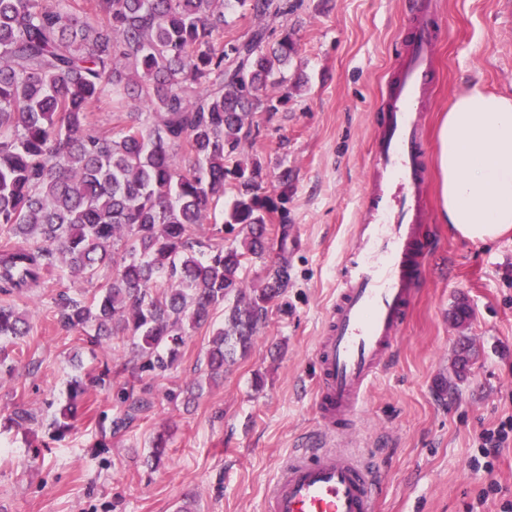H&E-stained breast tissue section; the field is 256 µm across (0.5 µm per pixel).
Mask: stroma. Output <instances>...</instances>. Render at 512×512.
<instances>
[{"instance_id": "1", "label": "stroma", "mask_w": 512, "mask_h": 512, "mask_svg": "<svg viewBox=\"0 0 512 512\" xmlns=\"http://www.w3.org/2000/svg\"><path fill=\"white\" fill-rule=\"evenodd\" d=\"M419 14L443 25L422 103L427 165L436 125L473 83L512 97V0H300L269 27L288 30L296 55L288 103L257 113L240 159L259 161L267 195L287 194L286 240H272L243 272L260 287L266 266L287 263L290 286L269 309L254 347L223 379L209 381L208 342L224 323L188 332L181 356L151 380L153 409L112 435L118 387L133 383L130 348L91 349L58 321L57 295L91 298L107 271L87 278L56 263L41 288L0 296L28 312V336L8 343L0 372V512H263V498L298 443L319 435L315 345L336 298L337 268L354 243L370 187V149L383 119V92L404 62ZM287 182H280V174ZM421 232L432 243L395 362L364 413L335 448H358L381 470L377 512H503L512 502V438L484 455L479 435L512 420V235L471 242L439 219V175L431 173ZM465 302L469 316L455 323ZM112 366L111 386L89 387L86 406L63 437L52 422L69 380ZM201 383L191 404L168 392ZM36 420L5 426L15 406ZM107 420H100V413ZM166 457L151 458L157 434Z\"/></svg>"}]
</instances>
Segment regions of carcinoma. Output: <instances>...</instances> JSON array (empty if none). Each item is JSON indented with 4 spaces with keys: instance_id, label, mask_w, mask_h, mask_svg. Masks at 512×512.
<instances>
[{
    "instance_id": "obj_1",
    "label": "carcinoma",
    "mask_w": 512,
    "mask_h": 512,
    "mask_svg": "<svg viewBox=\"0 0 512 512\" xmlns=\"http://www.w3.org/2000/svg\"><path fill=\"white\" fill-rule=\"evenodd\" d=\"M257 18L288 15V0H236ZM226 0H0V293L41 287L56 258L76 275L110 277L85 302L59 294V321L99 346L133 340L139 370L172 368L186 329L224 307L206 351L215 381L255 343L269 305L288 288V263L244 288L285 214L287 194L262 191V165L238 160L258 112L288 103L282 69L295 43L265 27L224 39ZM141 108L129 110V102ZM124 115L116 132L95 107ZM236 194L214 235L241 226L239 246L196 253L193 240ZM28 315L0 305V338L29 333ZM87 387L71 382L56 430L72 427ZM112 431L153 401L122 387Z\"/></svg>"
}]
</instances>
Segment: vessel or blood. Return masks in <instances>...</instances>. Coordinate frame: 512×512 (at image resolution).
<instances>
[{"label":"vessel or blood","instance_id":"obj_1","mask_svg":"<svg viewBox=\"0 0 512 512\" xmlns=\"http://www.w3.org/2000/svg\"><path fill=\"white\" fill-rule=\"evenodd\" d=\"M439 30L434 17L414 24L373 144L374 179L361 204L356 242L339 264V289L316 348L314 403L330 434L347 432L385 371L430 250L419 227L426 179L419 130ZM381 492L370 463L318 439L289 455L266 493L264 512H376Z\"/></svg>","mask_w":512,"mask_h":512}]
</instances>
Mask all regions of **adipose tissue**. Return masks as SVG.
Returning a JSON list of instances; mask_svg holds the SVG:
<instances>
[{
	"instance_id": "ef3b65f1",
	"label": "adipose tissue",
	"mask_w": 512,
	"mask_h": 512,
	"mask_svg": "<svg viewBox=\"0 0 512 512\" xmlns=\"http://www.w3.org/2000/svg\"><path fill=\"white\" fill-rule=\"evenodd\" d=\"M437 139L441 221L472 242L512 232V98L472 84Z\"/></svg>"
}]
</instances>
